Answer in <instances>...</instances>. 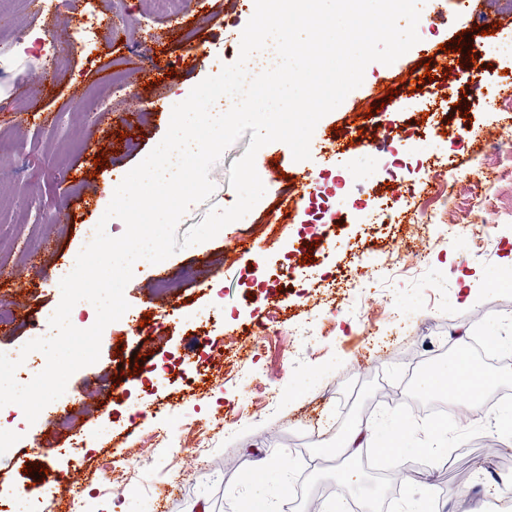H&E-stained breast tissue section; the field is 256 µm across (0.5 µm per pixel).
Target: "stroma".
I'll return each instance as SVG.
<instances>
[{
  "mask_svg": "<svg viewBox=\"0 0 512 512\" xmlns=\"http://www.w3.org/2000/svg\"><path fill=\"white\" fill-rule=\"evenodd\" d=\"M0 10L12 17L0 30V136L10 144L0 154V305L16 315L0 325V351L17 353L59 305L60 281L113 187L164 137L169 103L237 60L251 14L235 0H185L179 16L150 24L148 0H80L64 21L35 0H0ZM421 13L419 42L393 64L370 63L361 86L318 122L310 159L286 157L282 142L259 150L265 193L248 223L160 263L136 262L129 308L104 329L98 361L35 422L15 404L0 414V440L13 446L0 455V512H17L10 492L30 483L28 466L48 468L53 489L27 499L29 512H67L78 487L92 512H156L162 497L168 512H246L245 467L255 459L269 462L270 512H308L335 491L356 512H512V363L487 367L496 384L481 395L480 418L436 434L402 411L420 390L399 377L424 358V339L454 346L457 333L478 331L512 355V326L500 320L512 313V287L495 285L512 277V136L501 132L512 122V61L481 71L497 109L469 105L463 72L452 102L433 105L425 63L476 20L454 0H424ZM91 15L98 35L85 42L78 34ZM392 86L415 110L368 113V100L385 102ZM355 114L369 115L377 137L363 151L351 145ZM102 139L115 160L100 167ZM250 141L243 135L212 167L216 190L189 208L179 233L235 203L229 170ZM330 143L346 168L337 177ZM75 167L94 195L74 189ZM302 172L310 185L293 222L267 240L272 200ZM338 197L335 219L313 221V207ZM409 198L421 221L389 220L393 202ZM63 211L70 222L57 221ZM240 238L259 245L262 263L238 252ZM409 240L426 265L407 252ZM66 415L76 418L69 432L57 425ZM332 423L367 426L360 455L331 451ZM390 437L399 441L393 464L375 476L366 458ZM129 448L130 469L104 470Z\"/></svg>",
  "mask_w": 512,
  "mask_h": 512,
  "instance_id": "1",
  "label": "stroma"
}]
</instances>
